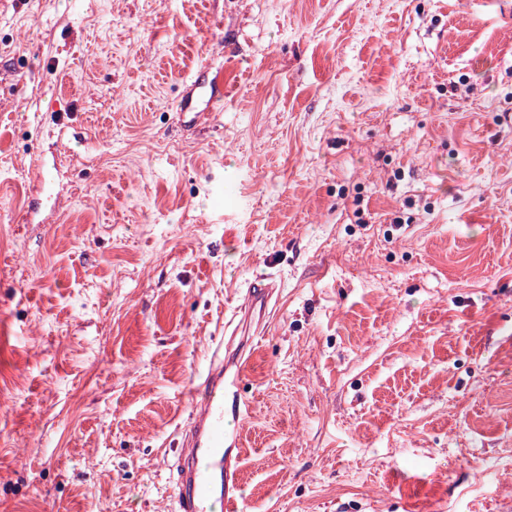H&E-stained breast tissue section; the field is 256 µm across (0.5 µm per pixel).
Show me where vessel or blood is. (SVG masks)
Segmentation results:
<instances>
[{
  "instance_id": "1",
  "label": "vessel or blood",
  "mask_w": 512,
  "mask_h": 512,
  "mask_svg": "<svg viewBox=\"0 0 512 512\" xmlns=\"http://www.w3.org/2000/svg\"><path fill=\"white\" fill-rule=\"evenodd\" d=\"M272 284H253L227 320L234 333L246 331L254 314H265ZM247 361L231 343L211 346L209 366L189 396L188 422L180 433L173 478L176 512H242L239 432L250 407L239 392Z\"/></svg>"
}]
</instances>
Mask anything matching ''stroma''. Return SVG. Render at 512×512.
Instances as JSON below:
<instances>
[{"label": "stroma", "instance_id": "35a3bbf8", "mask_svg": "<svg viewBox=\"0 0 512 512\" xmlns=\"http://www.w3.org/2000/svg\"><path fill=\"white\" fill-rule=\"evenodd\" d=\"M263 277L245 512H512V0H0V512L171 507Z\"/></svg>", "mask_w": 512, "mask_h": 512}]
</instances>
